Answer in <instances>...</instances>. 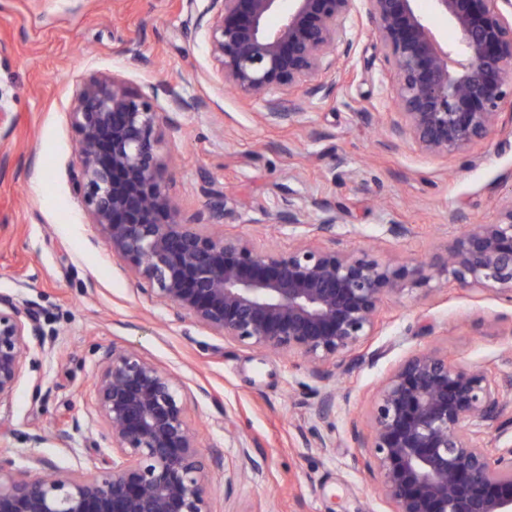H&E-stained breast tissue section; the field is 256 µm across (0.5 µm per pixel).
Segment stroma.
<instances>
[{"instance_id": "obj_1", "label": "stroma", "mask_w": 512, "mask_h": 512, "mask_svg": "<svg viewBox=\"0 0 512 512\" xmlns=\"http://www.w3.org/2000/svg\"><path fill=\"white\" fill-rule=\"evenodd\" d=\"M113 74L135 90L170 85L204 100L196 112L164 125L158 152L178 207L204 211L210 182L240 200L248 223L225 225L273 250H288V229L260 223L281 188L343 209L337 244L373 247L378 259H420L440 252L468 221H496L512 197V99L498 130L450 157L420 152L392 138L393 74L375 27L363 20L350 53H337L325 100L304 99L297 124H269L261 105L226 89L183 0H0V292L35 307L51 354L25 368L0 435V455L28 451L27 436L83 415L93 396L98 349L115 344L176 375L187 415L205 445L225 432L246 440L266 465L243 475L225 448L224 479L215 480L211 512H388L375 486L355 471L349 429H366L372 397L390 368L431 348L463 365L512 373V305L491 292L406 290L387 296L380 325L359 361L332 369L336 446L323 455L305 446L306 397L313 384L298 358L255 349L176 318L124 273L105 240L86 224L71 192L78 134L68 109L76 83ZM409 237L387 235L389 221Z\"/></svg>"}]
</instances>
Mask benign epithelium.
Wrapping results in <instances>:
<instances>
[{
  "label": "benign epithelium",
  "mask_w": 512,
  "mask_h": 512,
  "mask_svg": "<svg viewBox=\"0 0 512 512\" xmlns=\"http://www.w3.org/2000/svg\"><path fill=\"white\" fill-rule=\"evenodd\" d=\"M224 84L262 105L269 123H293L276 89L326 99L322 80L341 44L351 47L362 14L373 21L396 77L392 136L447 157L489 136L512 96V0H430L455 32L441 44L418 0H185ZM203 106L167 85L132 90L118 77L77 84L69 118L78 132L73 192L142 290L179 318L225 341L305 361L316 383L306 403L305 445L336 447L328 422L336 399L330 365L374 335L384 299L443 284L493 292L512 304V198L493 224H469L426 260L381 261L336 247L344 212L291 191L264 216L296 244L272 251L215 228L242 218L229 198L207 192L205 212L173 204L158 154L162 126ZM46 353L38 310L0 293V414L10 413L26 359ZM184 387L136 351L100 348L93 399L72 429L95 428L85 466L0 457V512H211L223 449L203 452L186 416ZM354 468L376 484L389 512H512V375L461 365L433 349L402 360L376 392L369 429L354 426ZM240 470L259 474L247 442Z\"/></svg>",
  "instance_id": "1"
}]
</instances>
